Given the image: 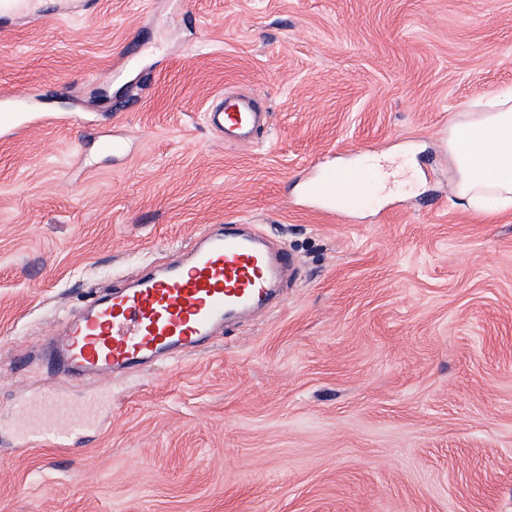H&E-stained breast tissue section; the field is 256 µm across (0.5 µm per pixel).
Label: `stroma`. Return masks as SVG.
I'll list each match as a JSON object with an SVG mask.
<instances>
[{
	"mask_svg": "<svg viewBox=\"0 0 512 512\" xmlns=\"http://www.w3.org/2000/svg\"><path fill=\"white\" fill-rule=\"evenodd\" d=\"M0 29V512H512V210L457 195L448 135L512 89V0H96ZM247 93L268 126L206 121ZM121 140L113 154L105 143ZM372 156L327 216L320 171ZM213 224L288 257L273 306L112 382L47 368L89 300ZM110 396L73 446L17 402Z\"/></svg>",
	"mask_w": 512,
	"mask_h": 512,
	"instance_id": "obj_1",
	"label": "stroma"
}]
</instances>
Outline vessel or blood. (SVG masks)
<instances>
[{"instance_id": "obj_1", "label": "vessel or blood", "mask_w": 512, "mask_h": 512, "mask_svg": "<svg viewBox=\"0 0 512 512\" xmlns=\"http://www.w3.org/2000/svg\"><path fill=\"white\" fill-rule=\"evenodd\" d=\"M42 0H0V23L41 20ZM208 123L230 139L261 129V117L248 102L227 98L209 113ZM314 198L336 206V179L318 176L310 185ZM284 254L265 247L258 232L216 224L185 250L180 262L156 267L129 287L95 294L84 315L52 339L53 368L75 377L120 375L149 370L202 349L225 320L262 310L273 294ZM61 397L28 399L20 409L26 426L19 437L31 446L44 437L60 446L98 423L96 411L76 417Z\"/></svg>"}]
</instances>
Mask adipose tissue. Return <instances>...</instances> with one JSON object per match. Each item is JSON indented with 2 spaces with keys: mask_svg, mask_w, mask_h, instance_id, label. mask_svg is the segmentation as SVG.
I'll return each mask as SVG.
<instances>
[{
  "mask_svg": "<svg viewBox=\"0 0 512 512\" xmlns=\"http://www.w3.org/2000/svg\"><path fill=\"white\" fill-rule=\"evenodd\" d=\"M449 151L457 193L489 210L512 204V94L494 95L456 123Z\"/></svg>",
  "mask_w": 512,
  "mask_h": 512,
  "instance_id": "1",
  "label": "adipose tissue"
}]
</instances>
